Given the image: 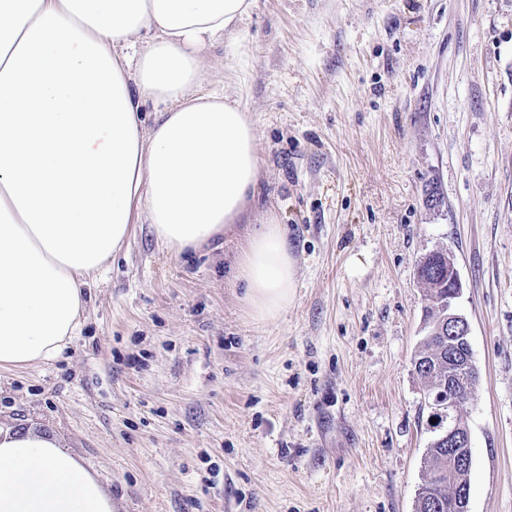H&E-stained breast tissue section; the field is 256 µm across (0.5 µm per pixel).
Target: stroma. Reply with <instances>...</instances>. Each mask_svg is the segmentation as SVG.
Returning a JSON list of instances; mask_svg holds the SVG:
<instances>
[{"label":"stroma","instance_id":"stroma-1","mask_svg":"<svg viewBox=\"0 0 512 512\" xmlns=\"http://www.w3.org/2000/svg\"><path fill=\"white\" fill-rule=\"evenodd\" d=\"M198 91L253 118L249 221L287 226L294 303L246 314L247 232L174 256L136 225L80 335L0 370V425L56 437L114 512H414L416 266L445 248L480 370L469 512H512V0H254Z\"/></svg>","mask_w":512,"mask_h":512}]
</instances>
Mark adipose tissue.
Returning a JSON list of instances; mask_svg holds the SVG:
<instances>
[{
	"label": "adipose tissue",
	"mask_w": 512,
	"mask_h": 512,
	"mask_svg": "<svg viewBox=\"0 0 512 512\" xmlns=\"http://www.w3.org/2000/svg\"><path fill=\"white\" fill-rule=\"evenodd\" d=\"M252 0H0V369L57 358L85 289L138 221L180 255L234 235L257 202L254 122L195 94L202 52ZM158 106L144 128L145 105ZM259 321L292 304L285 225L235 262ZM0 512H113L100 481L47 432L0 428Z\"/></svg>",
	"instance_id": "1"
}]
</instances>
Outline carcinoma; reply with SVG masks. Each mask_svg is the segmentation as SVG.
Returning <instances> with one entry per match:
<instances>
[{"mask_svg": "<svg viewBox=\"0 0 512 512\" xmlns=\"http://www.w3.org/2000/svg\"><path fill=\"white\" fill-rule=\"evenodd\" d=\"M417 274L424 291L425 313L423 337L412 366L424 388L427 427L432 438L421 461L424 478L416 493L414 512H464L461 492L470 488L468 449L448 447V429L467 420L458 407L454 414H449L448 398L438 396L454 381L453 374L448 372V353H456L461 362L469 358L468 349L435 334L438 321L448 312V251L441 249L422 256Z\"/></svg>", "mask_w": 512, "mask_h": 512, "instance_id": "obj_1", "label": "carcinoma"}]
</instances>
